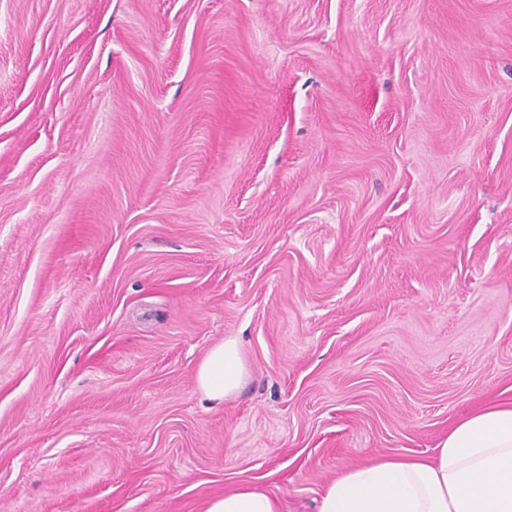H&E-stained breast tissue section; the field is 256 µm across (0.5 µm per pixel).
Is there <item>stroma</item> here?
Masks as SVG:
<instances>
[{
	"instance_id": "1",
	"label": "stroma",
	"mask_w": 512,
	"mask_h": 512,
	"mask_svg": "<svg viewBox=\"0 0 512 512\" xmlns=\"http://www.w3.org/2000/svg\"><path fill=\"white\" fill-rule=\"evenodd\" d=\"M505 399L512 0H0V512H317ZM246 368L236 338H225L209 350L197 371V382L208 399L223 402L242 385ZM276 498L255 490L249 485H240L224 497L210 500L204 512H280Z\"/></svg>"
}]
</instances>
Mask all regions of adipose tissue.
<instances>
[{"instance_id":"ef3b65f1","label":"adipose tissue","mask_w":512,"mask_h":512,"mask_svg":"<svg viewBox=\"0 0 512 512\" xmlns=\"http://www.w3.org/2000/svg\"><path fill=\"white\" fill-rule=\"evenodd\" d=\"M246 368L236 338L209 350L197 382L220 403L242 385ZM276 498L241 485L204 512H279ZM318 512H512V401L456 421L431 455L382 457L336 476Z\"/></svg>"}]
</instances>
